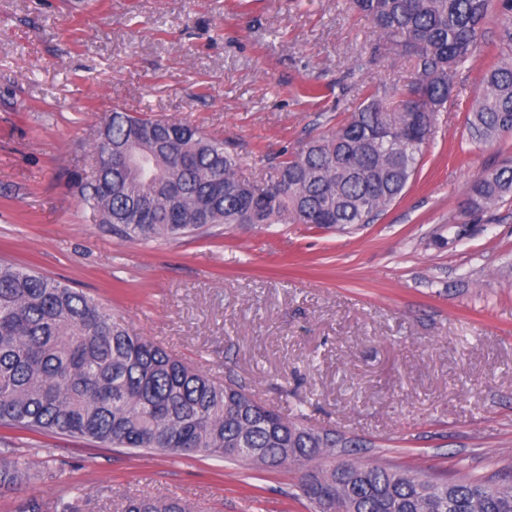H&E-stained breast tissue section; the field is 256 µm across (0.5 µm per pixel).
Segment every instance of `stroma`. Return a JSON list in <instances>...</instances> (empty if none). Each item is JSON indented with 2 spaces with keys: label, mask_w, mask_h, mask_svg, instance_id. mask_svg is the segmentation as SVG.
Returning <instances> with one entry per match:
<instances>
[{
  "label": "stroma",
  "mask_w": 512,
  "mask_h": 512,
  "mask_svg": "<svg viewBox=\"0 0 512 512\" xmlns=\"http://www.w3.org/2000/svg\"><path fill=\"white\" fill-rule=\"evenodd\" d=\"M466 62L417 176L377 221L217 225L177 242L123 241L69 183L93 180L107 111L184 121L220 137L240 174L344 121L363 86L404 89L351 0H0V258L93 297L117 323L285 414L354 442L352 459L456 479L512 476V202L482 213L470 184L512 157V135L468 136L466 101L495 54ZM45 484L0 489V512H85L126 495L194 512H310L301 468L100 448L0 427V449Z\"/></svg>",
  "instance_id": "obj_1"
}]
</instances>
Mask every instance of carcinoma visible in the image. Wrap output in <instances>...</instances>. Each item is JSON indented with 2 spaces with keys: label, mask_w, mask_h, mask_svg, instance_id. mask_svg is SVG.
<instances>
[{
  "label": "carcinoma",
  "mask_w": 512,
  "mask_h": 512,
  "mask_svg": "<svg viewBox=\"0 0 512 512\" xmlns=\"http://www.w3.org/2000/svg\"><path fill=\"white\" fill-rule=\"evenodd\" d=\"M386 49L413 60L405 99L369 88L350 117L283 157L267 179L239 175L224 139L186 122L113 108L92 143L104 167L72 179L81 202L122 240L178 241L215 224L374 223L418 171L440 113L459 105L462 66L486 54L497 11L512 46V0H352ZM473 143L512 133V59L494 62L466 105ZM125 163L112 165L116 155ZM512 199V161L474 181L466 203ZM0 425L103 447L200 454L259 469L304 466L314 512H512V479L431 477L345 459L352 441L288 418L232 380L220 382L116 323L66 284L0 260ZM28 460L0 451V488L29 480ZM117 512H193L176 498L133 496Z\"/></svg>",
  "instance_id": "1"
}]
</instances>
